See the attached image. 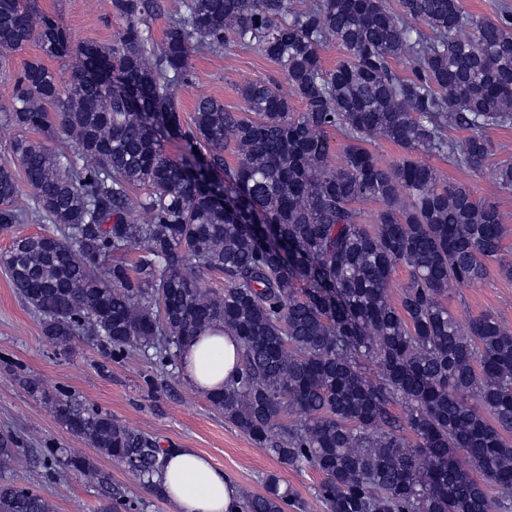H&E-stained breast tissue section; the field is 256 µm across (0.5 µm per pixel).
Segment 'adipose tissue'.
Returning <instances> with one entry per match:
<instances>
[{
    "label": "adipose tissue",
    "mask_w": 512,
    "mask_h": 512,
    "mask_svg": "<svg viewBox=\"0 0 512 512\" xmlns=\"http://www.w3.org/2000/svg\"><path fill=\"white\" fill-rule=\"evenodd\" d=\"M235 343V337L217 330L184 347L180 358L185 378L205 393L223 388L239 370ZM153 481L173 512H243L238 485L197 449H171Z\"/></svg>",
    "instance_id": "1"
}]
</instances>
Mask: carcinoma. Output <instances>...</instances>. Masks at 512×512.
<instances>
[{
    "mask_svg": "<svg viewBox=\"0 0 512 512\" xmlns=\"http://www.w3.org/2000/svg\"><path fill=\"white\" fill-rule=\"evenodd\" d=\"M302 2L188 0L155 44L147 21L161 0H112L122 26L106 47L73 45L55 19L0 0L1 48L38 39L73 62L65 82L27 63L0 111L22 132L19 169L0 163V228H55L14 239L0 264L61 352L86 336L114 360L153 349L164 365L170 349L223 326L240 371L209 402L272 457L316 471L326 512H512V332L488 313L462 323L443 301L449 281L475 285L499 259L502 213L417 157L478 172L493 155L483 129L512 125V11L491 20L458 0H399L397 12L387 0ZM231 42L274 62L302 110L269 79L241 88V112L197 98L183 125L168 86L191 80L194 52ZM333 43L343 58L328 68ZM402 57L407 76L393 69ZM451 127L469 135L453 140ZM332 129L347 140L339 164ZM58 130L77 160L48 145ZM165 136L183 142L182 159ZM377 139L405 155L381 165L367 148ZM370 201L380 209L368 228L358 204ZM398 266L410 278L395 305ZM204 273L224 275V294L201 288ZM54 410L153 485L164 455L154 440L68 399ZM287 411L302 419L279 424ZM15 457L1 434L0 470ZM65 465L111 487L89 457ZM243 499L244 512H286L291 494L271 477ZM0 512L52 508L9 484Z\"/></svg>",
    "mask_w": 512,
    "mask_h": 512,
    "instance_id": "1",
    "label": "carcinoma"
}]
</instances>
